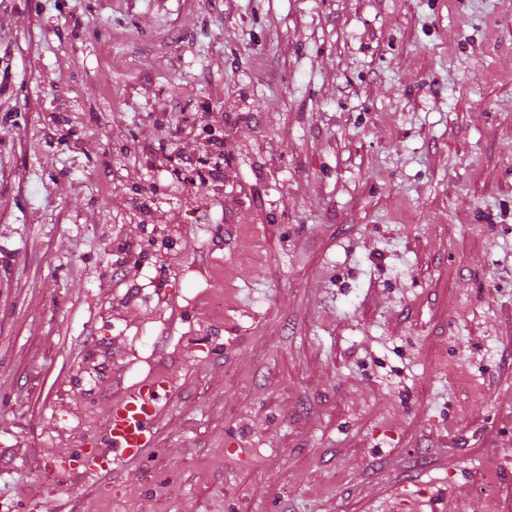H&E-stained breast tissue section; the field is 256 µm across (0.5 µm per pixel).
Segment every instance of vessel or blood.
I'll use <instances>...</instances> for the list:
<instances>
[{
    "mask_svg": "<svg viewBox=\"0 0 512 512\" xmlns=\"http://www.w3.org/2000/svg\"><path fill=\"white\" fill-rule=\"evenodd\" d=\"M172 389L166 378L156 376L113 403L107 424L103 457L109 466L140 456L153 440V428L163 401Z\"/></svg>",
    "mask_w": 512,
    "mask_h": 512,
    "instance_id": "1",
    "label": "vessel or blood"
}]
</instances>
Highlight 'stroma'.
Returning <instances> with one entry per match:
<instances>
[{
	"label": "stroma",
	"mask_w": 512,
	"mask_h": 512,
	"mask_svg": "<svg viewBox=\"0 0 512 512\" xmlns=\"http://www.w3.org/2000/svg\"><path fill=\"white\" fill-rule=\"evenodd\" d=\"M0 512H512V0H0ZM171 395L168 380L156 376L112 404L103 451L109 467L100 466L103 471L111 472L121 462L140 456L142 449L151 445L160 404L167 402Z\"/></svg>",
	"instance_id": "obj_1"
}]
</instances>
